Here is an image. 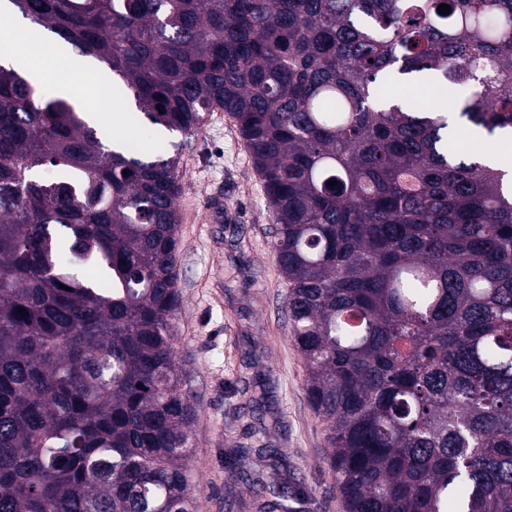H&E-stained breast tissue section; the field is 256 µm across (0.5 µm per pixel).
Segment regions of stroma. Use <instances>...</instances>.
<instances>
[{
    "label": "stroma",
    "instance_id": "obj_1",
    "mask_svg": "<svg viewBox=\"0 0 512 512\" xmlns=\"http://www.w3.org/2000/svg\"><path fill=\"white\" fill-rule=\"evenodd\" d=\"M103 131L146 155L163 139L182 146L177 348L195 407L193 491L200 512H264L250 489L260 449H272L308 495L313 512H345L325 460L326 426L311 408L306 370L293 343L286 283L270 245L274 222L264 185L227 112L207 113L198 132L163 136L103 110ZM224 221L210 223L212 200Z\"/></svg>",
    "mask_w": 512,
    "mask_h": 512
}]
</instances>
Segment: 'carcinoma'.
<instances>
[{
    "label": "carcinoma",
    "mask_w": 512,
    "mask_h": 512,
    "mask_svg": "<svg viewBox=\"0 0 512 512\" xmlns=\"http://www.w3.org/2000/svg\"><path fill=\"white\" fill-rule=\"evenodd\" d=\"M9 2L136 120H235L346 512H512V184L448 133L512 129V0ZM173 148L0 67V512H198Z\"/></svg>",
    "instance_id": "carcinoma-1"
}]
</instances>
